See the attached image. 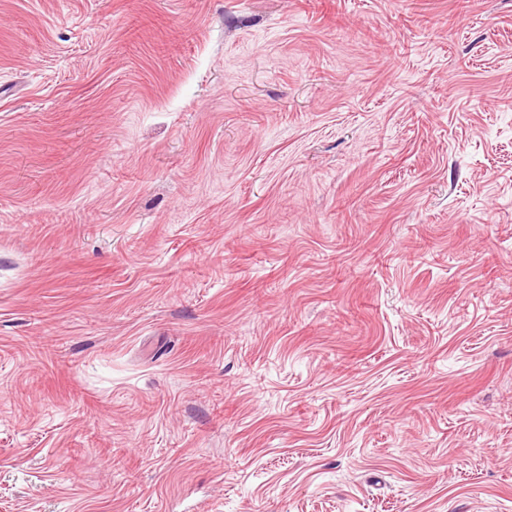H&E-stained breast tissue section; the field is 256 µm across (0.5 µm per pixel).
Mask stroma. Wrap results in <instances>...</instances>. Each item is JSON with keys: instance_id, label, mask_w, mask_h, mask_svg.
<instances>
[{"instance_id": "35a3bbf8", "label": "stroma", "mask_w": 512, "mask_h": 512, "mask_svg": "<svg viewBox=\"0 0 512 512\" xmlns=\"http://www.w3.org/2000/svg\"><path fill=\"white\" fill-rule=\"evenodd\" d=\"M0 512H512V0H0Z\"/></svg>"}]
</instances>
